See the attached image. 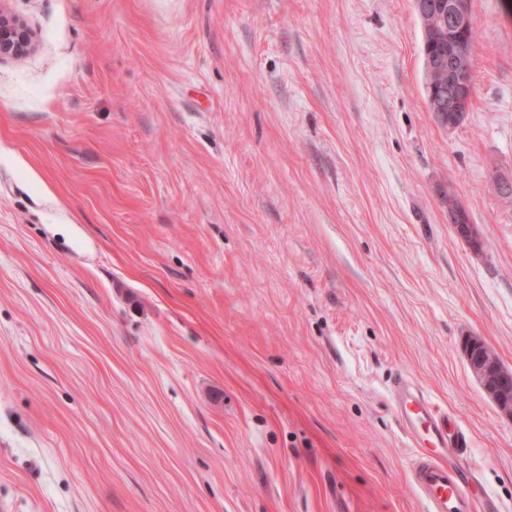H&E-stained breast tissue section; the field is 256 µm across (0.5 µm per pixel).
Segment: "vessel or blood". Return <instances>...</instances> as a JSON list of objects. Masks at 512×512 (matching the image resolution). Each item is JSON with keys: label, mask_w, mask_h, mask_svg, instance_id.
Returning a JSON list of instances; mask_svg holds the SVG:
<instances>
[{"label": "vessel or blood", "mask_w": 512, "mask_h": 512, "mask_svg": "<svg viewBox=\"0 0 512 512\" xmlns=\"http://www.w3.org/2000/svg\"><path fill=\"white\" fill-rule=\"evenodd\" d=\"M389 393L414 449L410 479L426 512H479L480 504L461 475L469 438L456 416L407 374L393 377Z\"/></svg>", "instance_id": "b4317fda"}]
</instances>
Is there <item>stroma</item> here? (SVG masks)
I'll return each mask as SVG.
<instances>
[{"mask_svg": "<svg viewBox=\"0 0 512 512\" xmlns=\"http://www.w3.org/2000/svg\"><path fill=\"white\" fill-rule=\"evenodd\" d=\"M0 504L424 512L405 372L512 512V15L471 0L466 121L413 0H0ZM482 236L448 222V193ZM30 47L31 38L25 27L0 12V57L23 55ZM469 367L473 377L495 402L501 413L512 417V392L506 388L509 371L502 366L496 356L477 339L466 342Z\"/></svg>", "mask_w": 512, "mask_h": 512, "instance_id": "1", "label": "stroma"}]
</instances>
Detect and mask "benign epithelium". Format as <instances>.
<instances>
[{
  "instance_id": "benign-epithelium-1",
  "label": "benign epithelium",
  "mask_w": 512,
  "mask_h": 512,
  "mask_svg": "<svg viewBox=\"0 0 512 512\" xmlns=\"http://www.w3.org/2000/svg\"><path fill=\"white\" fill-rule=\"evenodd\" d=\"M470 0H448V11L433 14L432 25L441 35H448V57L429 62L432 70L448 71V88L441 91L440 102H448V122L444 128L454 130L470 112L473 99L471 67L466 42L470 25ZM31 47V38L17 20L0 13V57L20 56ZM469 367L473 377L495 402L501 413L512 417V392L505 378L512 375L496 356L477 339L466 342Z\"/></svg>"
}]
</instances>
